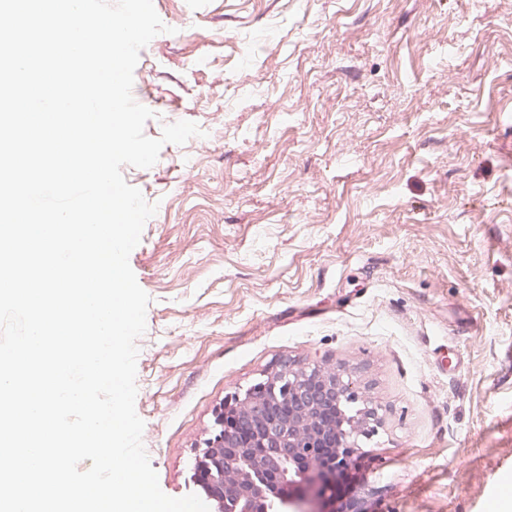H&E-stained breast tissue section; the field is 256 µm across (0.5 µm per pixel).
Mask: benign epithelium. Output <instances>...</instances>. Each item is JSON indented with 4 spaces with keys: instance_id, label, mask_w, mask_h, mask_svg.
<instances>
[{
    "instance_id": "benign-epithelium-1",
    "label": "benign epithelium",
    "mask_w": 512,
    "mask_h": 512,
    "mask_svg": "<svg viewBox=\"0 0 512 512\" xmlns=\"http://www.w3.org/2000/svg\"><path fill=\"white\" fill-rule=\"evenodd\" d=\"M239 400L236 417L216 415L218 432L207 463L196 473L224 512H348L333 506L335 469H345L362 439L377 432L378 411L351 416L342 407L362 401L353 374L325 364L284 362L269 386ZM335 451L337 468L321 465Z\"/></svg>"
}]
</instances>
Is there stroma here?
I'll return each instance as SVG.
<instances>
[{
	"label": "stroma",
	"instance_id": "obj_1",
	"mask_svg": "<svg viewBox=\"0 0 512 512\" xmlns=\"http://www.w3.org/2000/svg\"><path fill=\"white\" fill-rule=\"evenodd\" d=\"M126 182L151 302L136 412L162 491L284 360L353 371L382 425L364 512H512V0H154Z\"/></svg>",
	"mask_w": 512,
	"mask_h": 512
}]
</instances>
